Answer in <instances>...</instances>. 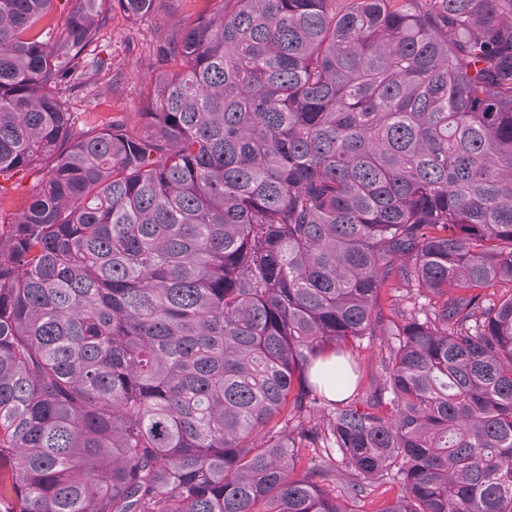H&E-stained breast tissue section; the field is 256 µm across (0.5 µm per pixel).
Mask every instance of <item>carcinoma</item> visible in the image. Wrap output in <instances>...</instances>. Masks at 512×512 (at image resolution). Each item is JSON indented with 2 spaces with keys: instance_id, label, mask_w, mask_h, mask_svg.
<instances>
[{
  "instance_id": "carcinoma-1",
  "label": "carcinoma",
  "mask_w": 512,
  "mask_h": 512,
  "mask_svg": "<svg viewBox=\"0 0 512 512\" xmlns=\"http://www.w3.org/2000/svg\"><path fill=\"white\" fill-rule=\"evenodd\" d=\"M108 2L0 0V512H512V0H216L77 133ZM12 181V184L8 188L4 187L1 192L0 202L3 217L20 211L26 205L36 186V176L33 172H20L13 176ZM385 345L380 339L362 341L359 348L352 349L354 357L361 366V373L358 379H354L349 394L354 390L358 384L360 394H366L372 385L374 374L376 373V360L381 349H384ZM336 373V356H331L324 361H317L312 368L311 378L331 400H340L347 394L346 387H336V379L332 374Z\"/></svg>"
}]
</instances>
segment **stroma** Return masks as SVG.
Wrapping results in <instances>:
<instances>
[{
    "mask_svg": "<svg viewBox=\"0 0 512 512\" xmlns=\"http://www.w3.org/2000/svg\"><path fill=\"white\" fill-rule=\"evenodd\" d=\"M208 6V0H155L151 12L137 19L110 9L85 51L83 86L68 100L76 130H84L90 118L99 125L116 117L137 124L158 71L175 67L162 55L167 39Z\"/></svg>",
    "mask_w": 512,
    "mask_h": 512,
    "instance_id": "stroma-1",
    "label": "stroma"
}]
</instances>
